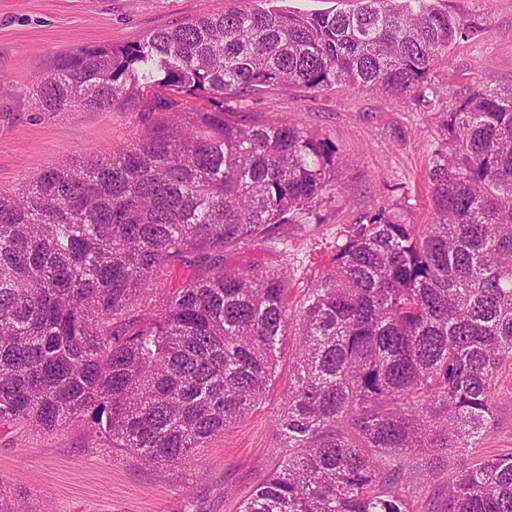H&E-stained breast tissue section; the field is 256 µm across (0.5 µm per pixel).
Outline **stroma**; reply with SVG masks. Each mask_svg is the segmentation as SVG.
<instances>
[{"label":"stroma","mask_w":512,"mask_h":512,"mask_svg":"<svg viewBox=\"0 0 512 512\" xmlns=\"http://www.w3.org/2000/svg\"><path fill=\"white\" fill-rule=\"evenodd\" d=\"M449 11L478 22L479 35L453 46L433 75L460 97L476 86L512 84V0H445ZM256 0H0V192L65 160L116 150L136 141V113L84 106L61 112L34 108L30 94L54 58L98 43L130 44L154 30L206 14L255 7ZM238 111L318 134L340 158V192L326 194L300 224L276 226L264 239L225 249L230 269L282 273L288 313L296 315L338 245L378 210L410 224L432 217L427 172L445 149L446 105L420 109L411 99L349 91L271 87L239 99ZM298 325L279 346L276 376L265 401L201 449V463L150 466L108 447L89 424L44 431L25 422L0 425V491L30 512H239L242 502L279 468L282 436L275 419L296 357ZM494 425L465 456L438 462L406 459L418 477L407 494L414 512L444 489L459 462L512 453V365L497 374Z\"/></svg>","instance_id":"35a3bbf8"}]
</instances>
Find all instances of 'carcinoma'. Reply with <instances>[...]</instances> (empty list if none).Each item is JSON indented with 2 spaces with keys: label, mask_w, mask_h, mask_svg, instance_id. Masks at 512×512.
Segmentation results:
<instances>
[{
  "label": "carcinoma",
  "mask_w": 512,
  "mask_h": 512,
  "mask_svg": "<svg viewBox=\"0 0 512 512\" xmlns=\"http://www.w3.org/2000/svg\"><path fill=\"white\" fill-rule=\"evenodd\" d=\"M475 32L439 0H360L204 15L57 56L36 109L123 108L142 133L0 194V424L87 417L147 464L198 462L261 404L288 335L284 276L228 270L224 249L299 223L338 165L316 134L231 102L336 83L427 109L443 98L432 221L379 211L309 289L282 464L241 510L413 512L404 458L476 447L512 364V86L452 99L431 78ZM190 255L194 275L162 286ZM424 512H512V454L461 467Z\"/></svg>",
  "instance_id": "cac0c4a2"
}]
</instances>
